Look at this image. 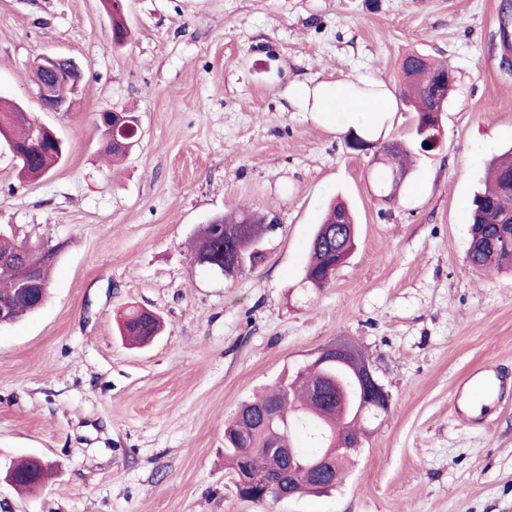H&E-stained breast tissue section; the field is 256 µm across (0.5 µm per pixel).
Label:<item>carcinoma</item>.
<instances>
[{
  "label": "carcinoma",
  "mask_w": 512,
  "mask_h": 512,
  "mask_svg": "<svg viewBox=\"0 0 512 512\" xmlns=\"http://www.w3.org/2000/svg\"><path fill=\"white\" fill-rule=\"evenodd\" d=\"M402 80L399 101L412 112V123L408 137L412 143L420 139L423 123L431 120L433 112L447 97L455 83L454 73L446 67L435 65L428 56L416 51L406 53L400 64ZM14 105L0 106V139L12 141L19 159L20 175L26 179H37L46 175L66 156V147L51 133L44 135L42 143L31 147L32 121L14 118ZM105 144V152L114 157L126 156L137 140L114 141L109 131H99ZM408 151L397 147L385 151L379 157L375 175V186L382 193H391L394 176L409 172L406 163ZM275 228L274 219L258 217L249 211L233 216L215 217L197 234L199 255L220 254L224 242L232 241L239 252L253 264L262 256L263 244L257 235L269 234ZM356 225L348 206L343 202L334 203L327 212L308 244L309 261L305 269L304 283L310 288H324L327 270L339 259L348 255L356 240ZM42 248V241L19 237L13 231L0 229V259L9 260L7 267L0 269V297L12 301V321L33 311L35 301L19 297L23 288L35 287L30 282V266L27 257L35 255ZM466 266L471 270L501 269L512 267V156L490 167L484 188L474 194L471 200V244L466 256ZM160 320L154 315L136 309L128 310L119 325V333L126 339L146 343L158 335ZM367 364L362 354L341 362L319 358L303 369L287 377L268 392L240 405L233 417L225 423L224 461L232 475L244 468L251 471V483L236 487L238 497L261 501L267 482L273 470L281 466L274 445L295 444L305 439L309 445L302 454L314 455L320 448L311 443L312 425L327 426L354 437L365 436L366 430L360 419L362 401L354 392L349 394L348 412L335 410L333 397L336 394V380L348 382L353 373ZM320 382L326 388L321 397L311 395L309 384ZM276 405L275 420L265 423L261 413L270 405ZM309 419V426L297 429V411ZM16 472V486L32 491L34 484L43 481L45 471L36 460L28 458L13 466ZM336 485H318L304 476H299L291 488L294 495L323 493Z\"/></svg>",
  "instance_id": "carcinoma-1"
}]
</instances>
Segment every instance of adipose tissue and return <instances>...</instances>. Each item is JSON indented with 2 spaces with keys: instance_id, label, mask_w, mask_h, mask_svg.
Returning <instances> with one entry per match:
<instances>
[{
  "instance_id": "1",
  "label": "adipose tissue",
  "mask_w": 512,
  "mask_h": 512,
  "mask_svg": "<svg viewBox=\"0 0 512 512\" xmlns=\"http://www.w3.org/2000/svg\"><path fill=\"white\" fill-rule=\"evenodd\" d=\"M289 96L301 108L322 114L340 129L372 124L378 114L390 109L388 98L363 99L355 93L353 82L347 80L322 82L312 88L295 86Z\"/></svg>"
}]
</instances>
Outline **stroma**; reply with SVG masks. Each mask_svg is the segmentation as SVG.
<instances>
[{"instance_id":"35a3bbf8","label":"stroma","mask_w":512,"mask_h":512,"mask_svg":"<svg viewBox=\"0 0 512 512\" xmlns=\"http://www.w3.org/2000/svg\"><path fill=\"white\" fill-rule=\"evenodd\" d=\"M506 0H0V98L68 152L22 180L0 146V225L64 242L41 308L0 328V466L55 465L35 493L0 482V512H512V401L480 420L452 406L486 363L512 378V271H473L469 202L512 148ZM447 65L440 149L385 201L371 155L288 98L291 85L369 82L395 92L401 56ZM76 61L67 112L41 106L32 64ZM140 117L135 150L106 162L97 115ZM352 254L328 287L303 283L307 247L336 198ZM275 216L266 260L227 278L199 265L203 224L241 208ZM138 308L163 329L127 346ZM339 341L391 394L344 483L241 500L224 465L239 405Z\"/></svg>"}]
</instances>
